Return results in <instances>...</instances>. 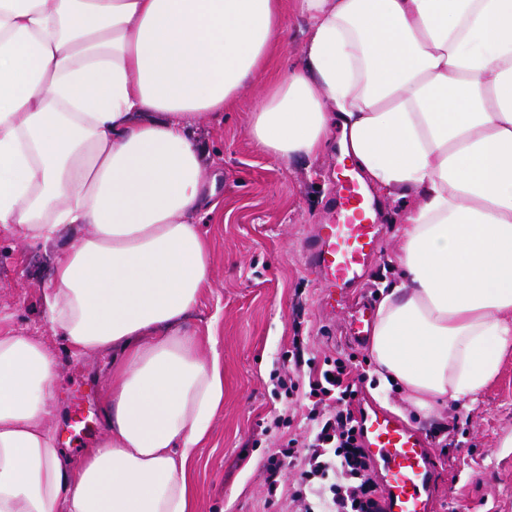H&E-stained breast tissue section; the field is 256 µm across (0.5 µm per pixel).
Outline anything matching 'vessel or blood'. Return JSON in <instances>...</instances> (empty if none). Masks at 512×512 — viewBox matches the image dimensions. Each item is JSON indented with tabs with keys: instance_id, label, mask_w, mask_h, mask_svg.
Returning a JSON list of instances; mask_svg holds the SVG:
<instances>
[{
	"instance_id": "1",
	"label": "vessel or blood",
	"mask_w": 512,
	"mask_h": 512,
	"mask_svg": "<svg viewBox=\"0 0 512 512\" xmlns=\"http://www.w3.org/2000/svg\"><path fill=\"white\" fill-rule=\"evenodd\" d=\"M336 213V223L320 225L309 252L329 303L359 279L380 235L356 182L337 189ZM358 421L362 444L381 476L385 512H433L436 460L427 439L377 408L363 410Z\"/></svg>"
}]
</instances>
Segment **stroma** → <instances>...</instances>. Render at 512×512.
I'll return each instance as SVG.
<instances>
[{"label":"stroma","instance_id":"obj_1","mask_svg":"<svg viewBox=\"0 0 512 512\" xmlns=\"http://www.w3.org/2000/svg\"><path fill=\"white\" fill-rule=\"evenodd\" d=\"M259 95V88L245 90L232 111L195 132L224 199L223 215L201 224L213 275L186 323L212 330L224 356V405L192 463L195 512H303V503L270 495L265 471L275 449L307 435L309 401L286 398L277 384L297 345L308 358L351 357L364 377L360 401L377 403L425 434L438 461L435 512H512V447L502 445L512 434V354L474 405L449 404L438 420L415 417L401 392L382 386L368 346L346 338V310L323 303L322 285L306 263L308 234L332 217L339 158L331 150L284 163L257 152L247 120ZM375 200L384 235L352 289L355 298L372 302L398 274L395 223L404 208L391 196ZM48 265L41 246L21 243L0 226V307L53 347L61 363L57 390L72 411L79 396L101 401L110 361L72 356L53 335L41 292ZM284 411L290 425L272 428L273 416Z\"/></svg>","mask_w":512,"mask_h":512}]
</instances>
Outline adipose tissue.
<instances>
[{"instance_id": "adipose-tissue-1", "label": "adipose tissue", "mask_w": 512, "mask_h": 512, "mask_svg": "<svg viewBox=\"0 0 512 512\" xmlns=\"http://www.w3.org/2000/svg\"><path fill=\"white\" fill-rule=\"evenodd\" d=\"M300 67L269 76L283 0H0V224L53 247L42 288L74 356L110 355L103 434L56 440L54 352L0 310V512H194L224 405L218 341L183 325L223 211L193 130L261 87L256 149L331 141L405 200L377 371L426 417L476 402L512 352V0H294Z\"/></svg>"}]
</instances>
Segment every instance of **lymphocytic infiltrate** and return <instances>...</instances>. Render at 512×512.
<instances>
[{"instance_id":"1","label":"lymphocytic infiltrate","mask_w":512,"mask_h":512,"mask_svg":"<svg viewBox=\"0 0 512 512\" xmlns=\"http://www.w3.org/2000/svg\"><path fill=\"white\" fill-rule=\"evenodd\" d=\"M351 373L349 357L324 359L320 370L310 378L308 391L304 392L312 401L305 450L281 448L267 460L266 470L273 479L279 475L282 459L301 464V481L289 488L287 495L292 499L307 498L305 512H384L369 476L371 462L359 439L358 420L350 409L358 394ZM336 471L353 478V485L331 484V496L327 499L309 496L313 479Z\"/></svg>"}]
</instances>
